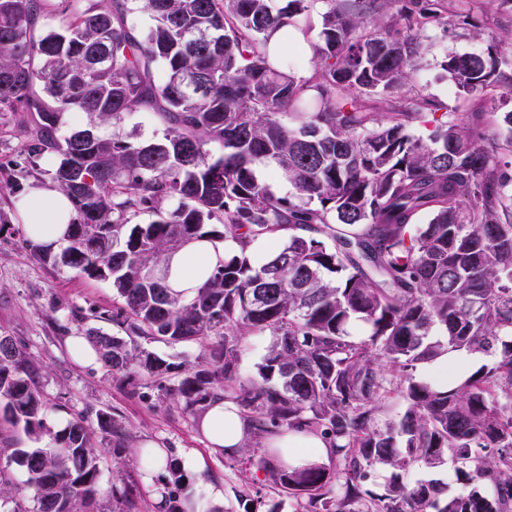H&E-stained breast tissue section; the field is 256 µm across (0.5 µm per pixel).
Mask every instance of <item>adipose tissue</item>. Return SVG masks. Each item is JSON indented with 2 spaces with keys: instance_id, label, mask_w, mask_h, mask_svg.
<instances>
[{
  "instance_id": "ef3b65f1",
  "label": "adipose tissue",
  "mask_w": 512,
  "mask_h": 512,
  "mask_svg": "<svg viewBox=\"0 0 512 512\" xmlns=\"http://www.w3.org/2000/svg\"><path fill=\"white\" fill-rule=\"evenodd\" d=\"M18 211L24 233L32 243L50 250L67 243L74 211L64 192L32 187L19 201ZM224 249L223 241L204 239L171 253L165 269L168 285L183 297L192 298L215 266L223 261ZM198 427L213 448L228 453L241 448L248 434V426L238 407L221 398L210 402ZM267 446L280 460L292 465H301L331 452L321 435L304 429L271 435Z\"/></svg>"
}]
</instances>
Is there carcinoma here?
<instances>
[{"label":"carcinoma","instance_id":"obj_1","mask_svg":"<svg viewBox=\"0 0 512 512\" xmlns=\"http://www.w3.org/2000/svg\"><path fill=\"white\" fill-rule=\"evenodd\" d=\"M44 0H0V110L35 112L32 147L58 155L53 173L76 218L69 246L34 256L112 282V322L130 336L195 342L206 354L187 371L100 329L88 340L113 374L139 373L195 412L215 398L249 423L242 446L301 512H512V109L490 113L496 139L452 112L430 125L417 97L381 118L377 105L409 85L431 25L448 23L435 0H64L58 24ZM309 43L315 79L271 55L290 26ZM149 14L134 34L128 16ZM499 46L445 55L459 94L512 102ZM139 109L163 126L139 141L123 126ZM64 113L111 126H78L59 140ZM427 129L423 135L410 127ZM224 153L217 159L211 148ZM293 192L279 195L259 170ZM425 213L428 223H414ZM147 214L152 220L135 223ZM281 241L257 263L253 244ZM200 239L237 249L187 300L162 277L166 256ZM267 333L258 379L237 376L238 339ZM493 358L443 388L417 376L443 354ZM38 370L0 336V421L35 447L0 448V496L10 464L25 468L37 512H87L104 489L95 433L123 448L111 413L46 424ZM406 410L384 420L386 401ZM280 429L321 433L336 472L255 457ZM471 489L403 475L446 458ZM385 478V492L366 489Z\"/></svg>","mask_w":512,"mask_h":512}]
</instances>
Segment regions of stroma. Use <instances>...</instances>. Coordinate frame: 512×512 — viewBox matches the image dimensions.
<instances>
[{
	"instance_id": "obj_1",
	"label": "stroma",
	"mask_w": 512,
	"mask_h": 512,
	"mask_svg": "<svg viewBox=\"0 0 512 512\" xmlns=\"http://www.w3.org/2000/svg\"><path fill=\"white\" fill-rule=\"evenodd\" d=\"M438 8L448 24L428 30L425 59L397 99L403 104L425 97L469 122L491 105L459 94L440 63L447 53H483L511 38L512 0H440ZM31 123L29 113L0 112V335L12 336L37 365L49 398L48 425L104 409L125 430L120 454H113L104 441L96 443L105 493L88 512H164L174 492L197 497L205 512H296V499L282 494L264 471L210 448L198 430V414L185 410L182 401L163 397L157 382L139 378L129 385L103 365L85 366L70 355L69 337L85 335L89 328L118 334L111 321L117 295L111 283L46 265L27 247L17 203L31 187L54 186L56 160L49 152L31 153ZM148 442L174 458L183 449H194L210 478L223 485V505H210L205 488L192 478L179 489L168 475L146 482L137 450Z\"/></svg>"
}]
</instances>
